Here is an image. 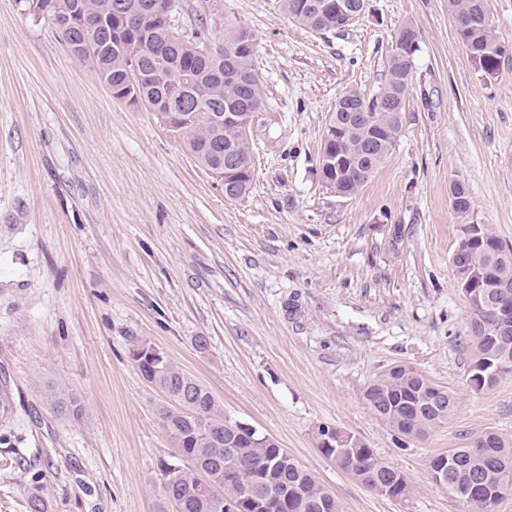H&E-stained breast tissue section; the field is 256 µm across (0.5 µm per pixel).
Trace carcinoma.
<instances>
[{
	"mask_svg": "<svg viewBox=\"0 0 512 512\" xmlns=\"http://www.w3.org/2000/svg\"><path fill=\"white\" fill-rule=\"evenodd\" d=\"M83 13L107 22L112 10L121 5L139 10L147 0H80ZM284 10L298 24L313 32L334 30L336 16L317 15L301 7L303 0H281ZM448 9L456 21L459 39L476 67L488 75L498 73L504 58L505 45L497 37L486 9V0H448ZM62 45L76 59L86 63L117 98L124 91L126 69L137 64L143 75L138 86L139 98L148 110L168 97L171 81L182 70L195 75L188 88L185 111L194 117L174 131L187 151L206 169L219 159L210 149L222 145L233 148L243 161H251L248 140L241 137L233 124H224V113H256L263 98L254 68L256 36L245 28L224 27L222 49L216 58H204L199 48L211 36L207 16L199 14L191 32L181 39L173 38L172 25L162 20L145 32L121 33L103 28H86L73 18L49 15ZM407 30L397 31L402 38L400 49H391L386 59L384 82L368 97L356 89L346 91L337 101L330 122L341 128L336 151L348 156L347 166L338 171L335 191L355 195L374 176L388 157L400 133L402 118L392 119V110L404 112L407 92L413 89L414 57L418 47L403 41ZM233 70L240 79H225L215 70ZM356 106L377 119L389 132L371 151H364L371 130L359 123H350L344 112ZM456 201L452 206L459 225L457 246L460 247L459 269L483 273L492 270L499 280L512 283V246L503 242L486 224H468L471 197L460 182L454 185ZM470 319L466 342L474 350L472 364L486 365L495 373L492 384L512 374V330L497 332L474 318V305H469ZM148 344L131 350V358L141 376L163 392L171 403L158 410L159 425L174 454L160 464L161 495L157 512H229L226 505L236 503L242 512H345L335 493L317 476L304 469L270 437L251 425L224 413V405L194 376L169 357L157 363L143 355ZM432 382L415 369L401 365L388 369L371 382L364 391V400L379 419L393 431L408 438H421L447 421L454 409L453 395L444 387L438 402H430ZM49 395L58 410L75 419L83 417L84 408L74 394L53 385ZM13 413L9 386L0 384V420ZM343 431L322 425L316 433L317 447L333 460L341 455L342 445L336 437ZM363 457V466L352 468L343 463L353 480L362 486L393 499H404L411 493L406 476L378 458L362 440L350 448ZM454 465L448 469V483L458 491L449 492L464 506V512H491V504L483 498L467 497L459 490L473 479L482 481L498 492L497 499L512 494V445L499 435L486 432L475 436L465 448H453ZM237 473L226 479L227 468ZM283 488L286 496L271 498L268 483Z\"/></svg>",
	"mask_w": 512,
	"mask_h": 512,
	"instance_id": "obj_1",
	"label": "carcinoma"
}]
</instances>
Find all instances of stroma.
<instances>
[{"label":"stroma","mask_w":512,"mask_h":512,"mask_svg":"<svg viewBox=\"0 0 512 512\" xmlns=\"http://www.w3.org/2000/svg\"><path fill=\"white\" fill-rule=\"evenodd\" d=\"M220 11L256 35L264 99L236 200L158 113L115 99L50 20L0 0V376L19 414L0 425V512H28L34 496L47 512H156L172 449L164 396L130 356L139 342L275 439L345 512H463L428 460L485 432L512 443V374L469 383L450 186L468 187L470 223L512 245V58L479 71L448 0H367L329 33L280 0ZM405 26L419 50L401 131L361 192L340 196L320 172L326 127L345 91L380 87ZM394 364L455 398L426 437L394 432L363 399ZM53 384L79 397L82 419L56 412ZM321 425L404 473L409 497L351 479L319 451Z\"/></svg>","instance_id":"obj_1"}]
</instances>
